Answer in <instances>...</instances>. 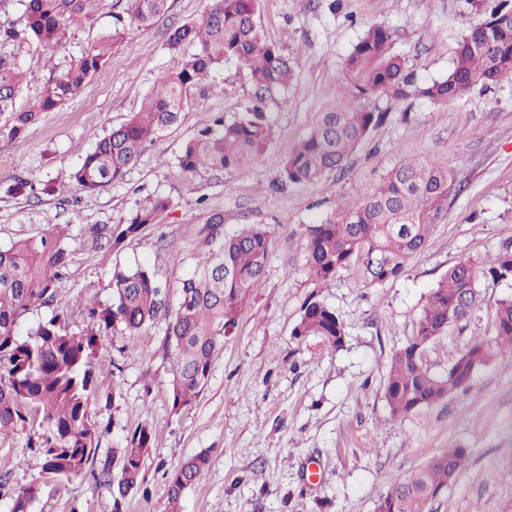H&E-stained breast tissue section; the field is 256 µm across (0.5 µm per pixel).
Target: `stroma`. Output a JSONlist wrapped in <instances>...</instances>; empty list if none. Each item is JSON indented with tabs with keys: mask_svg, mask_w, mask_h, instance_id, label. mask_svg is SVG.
Masks as SVG:
<instances>
[{
	"mask_svg": "<svg viewBox=\"0 0 512 512\" xmlns=\"http://www.w3.org/2000/svg\"><path fill=\"white\" fill-rule=\"evenodd\" d=\"M498 2L259 0L262 32L282 45L297 73L262 104L275 131L265 156L194 178L176 165L184 142L210 116L229 118L251 105L249 77L229 61L220 73L223 90L195 99L122 181L73 202L7 193L14 177L44 182L80 163L98 136L138 111L156 80L177 67L179 55L164 48L168 32L199 18L207 0H170L168 13L151 28L129 31L74 98L24 137L0 142V249L66 225L70 263L60 286L71 331L85 330L82 308L89 299L110 303L116 272L146 266L177 287L207 257L200 230L211 210L223 211L225 223L263 224L272 233L266 272L191 408L177 413L171 406L164 323L133 338L106 337L91 406L99 427L93 463L111 459L140 426L154 438L123 512H165L171 470L203 452L209 470L185 490L179 512H374L389 487L455 446L469 449L470 464L430 503L431 512H512V355L478 369L466 390L402 419H390L384 397L390 358L410 343L449 267L476 263L485 303L427 345L424 360L433 374L446 371L474 342L493 337V305L512 298V280L488 272L491 260L512 248V80L490 90L474 86L448 105L415 98L392 105L343 171L318 185H277L280 160L332 97L348 93L344 58L367 26L395 31L393 52L406 58L422 84L447 73L462 33L481 24ZM111 12L112 0H102L95 23L69 35L56 55L21 47L30 91L49 78L51 61L93 42L111 24ZM405 158L454 175L461 190L449 197L446 219L393 281L370 285L349 268L316 282L306 268L307 226L328 218L339 199L372 189ZM154 193L173 201L160 223L116 249L93 245L92 225L119 223ZM311 298L343 322L342 347L318 336L294 337ZM0 473L16 487L40 479L42 460L27 435L0 444ZM30 512H113L112 490L95 485L85 471L48 483Z\"/></svg>",
	"mask_w": 512,
	"mask_h": 512,
	"instance_id": "obj_1",
	"label": "stroma"
}]
</instances>
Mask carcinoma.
I'll return each mask as SVG.
<instances>
[{
  "mask_svg": "<svg viewBox=\"0 0 512 512\" xmlns=\"http://www.w3.org/2000/svg\"><path fill=\"white\" fill-rule=\"evenodd\" d=\"M16 2L18 19L7 15L0 19V140L7 142L25 136L43 114L74 97L124 42L129 30L151 27L169 9L168 0H112V25L64 64H51L55 75L20 106L26 71L11 48L22 43L53 51L61 48L68 33L94 22L99 0ZM256 13L257 0H209L202 18L170 31L169 52L180 54L187 46L194 52L158 79L138 111L96 138L64 179L47 181L39 188L17 179L7 192L95 193L121 181L146 147L178 123L196 94L215 88L211 78L228 60L247 71L256 103L230 120L220 114L201 126L184 143L177 165L183 175L194 177L260 159L269 149L273 131L259 103L274 90L287 87L293 66L282 49L264 37ZM392 42L393 32L382 25L373 24L363 32L345 59L348 97L328 106L316 126L280 161V185L318 184L327 174L343 169L388 112L379 106H362L363 100L391 104L417 97L447 105L479 83L488 88L512 79V4L500 0L484 23L467 29L448 74L428 83H417L405 58L390 53ZM458 191L446 168L416 161L397 164L373 191L308 227L310 276L326 282L353 265L369 284L396 279L409 259L424 248L435 225L447 215L448 198ZM172 204L165 195L146 197L120 223L93 225V241L118 248L127 238L159 223ZM202 233L208 260L181 282L176 305L170 304L169 289L155 273L138 267L113 274L111 304L99 308L96 301H89L90 328L70 331L69 312L62 309L25 337L16 333L18 322L57 301L58 284L69 265L66 231L58 225L0 249V441L27 433L29 447L43 459L42 472L54 481L84 471L99 440L90 401L98 390L102 341L116 329L137 336L161 317L167 320L172 410L179 413L192 406L208 380L214 356L235 333L250 288L265 273L272 243L271 232L261 224H238L227 232L221 210L208 213ZM490 274L512 279L511 249L495 256ZM477 280V267L470 262L449 268L422 310L412 341L392 355L384 391L392 419L466 389L476 370L503 351L512 354L510 298L493 306L495 336L472 344L446 373L434 375L424 362L426 346L480 305ZM293 336H319L339 348L346 333L335 311L310 300ZM152 442L150 428L142 425L119 451V475L112 474L109 461L91 470L96 484L116 487L113 512H121L122 501L138 487L145 452ZM467 460L465 448L441 450L380 496L375 512H428L430 503L462 472ZM208 468L206 453L173 468L167 512H178L183 491ZM41 490L40 480L20 488L13 512H28Z\"/></svg>",
  "mask_w": 512,
  "mask_h": 512,
  "instance_id": "carcinoma-1",
  "label": "carcinoma"
}]
</instances>
